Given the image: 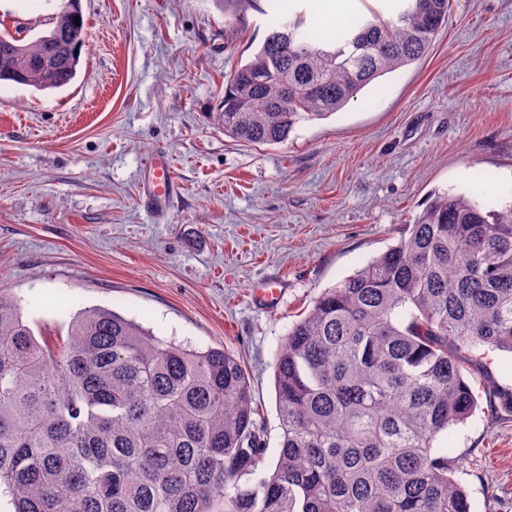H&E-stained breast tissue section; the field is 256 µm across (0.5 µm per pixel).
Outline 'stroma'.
I'll return each instance as SVG.
<instances>
[{"label": "stroma", "instance_id": "1", "mask_svg": "<svg viewBox=\"0 0 512 512\" xmlns=\"http://www.w3.org/2000/svg\"><path fill=\"white\" fill-rule=\"evenodd\" d=\"M325 37L401 0H283ZM226 0H80L84 43L58 90L0 81V288L37 339L78 312L116 311L157 336L243 359L266 462L281 429L275 366L322 293L395 245L431 194L512 203V0H452L429 54L280 145H244L210 119L224 80L267 34ZM60 0H0V31L32 40ZM163 153L181 187L156 220L142 167ZM285 282L277 310L253 289ZM474 512H512V416L452 433Z\"/></svg>", "mask_w": 512, "mask_h": 512}]
</instances>
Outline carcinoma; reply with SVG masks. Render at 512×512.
I'll use <instances>...</instances> for the list:
<instances>
[{
    "label": "carcinoma",
    "mask_w": 512,
    "mask_h": 512,
    "mask_svg": "<svg viewBox=\"0 0 512 512\" xmlns=\"http://www.w3.org/2000/svg\"><path fill=\"white\" fill-rule=\"evenodd\" d=\"M71 2L43 36L0 34V81L54 90L76 77L84 25ZM449 3L406 0L396 18L327 40L301 13L281 20L211 118L238 142L284 144L421 59ZM489 350L512 353V206L447 191L288 329L271 472L239 357L106 308L41 343L0 289V488L14 512H472L447 442L481 399L512 413Z\"/></svg>",
    "instance_id": "carcinoma-1"
}]
</instances>
